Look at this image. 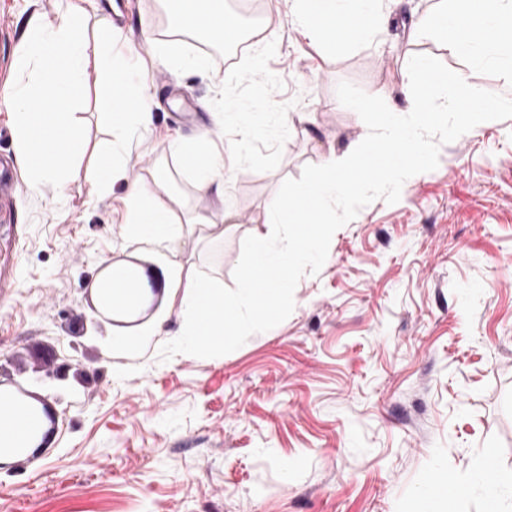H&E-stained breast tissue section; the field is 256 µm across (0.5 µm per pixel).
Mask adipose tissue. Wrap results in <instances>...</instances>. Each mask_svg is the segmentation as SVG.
Masks as SVG:
<instances>
[{
    "label": "adipose tissue",
    "mask_w": 512,
    "mask_h": 512,
    "mask_svg": "<svg viewBox=\"0 0 512 512\" xmlns=\"http://www.w3.org/2000/svg\"><path fill=\"white\" fill-rule=\"evenodd\" d=\"M295 2L296 16L305 34L312 38L335 39L337 23L353 16L359 19L351 29L353 38L375 39L387 29L384 0ZM179 19L189 29L211 34L223 32L224 0H183ZM418 30L451 35L456 51L474 63H495L500 59L501 41L512 39V0H482L478 6L473 0H458L453 10L443 9L422 17ZM447 110V104L429 102L423 87L411 85L405 113L375 108L374 141L378 147L426 159L428 143L422 130L434 114ZM170 149L197 174L199 193L221 191L223 166L219 160L200 163L197 152L180 140L172 141ZM363 155V150L354 148L341 157H330L314 176L286 193L284 198L270 202L266 223L287 226L288 236L279 245L264 235L254 238L251 245L253 271L263 267L282 272L319 260L317 245L336 222L330 202L340 197L347 207H354L362 194L373 186L368 178L353 185L347 180L349 170ZM150 195L147 185L131 183L119 199L129 243L145 245L153 253L162 248L178 249L188 236L185 225L175 222L168 209L153 204ZM157 268L163 281L161 294H154L148 285L135 289L134 301L127 309L133 313L154 304L158 296L180 295L184 328L173 341V349L178 353L209 357L231 347L242 330L246 314L263 315L270 306L281 304L287 292L282 283L273 288L257 287L252 271L246 274L235 301L229 302L212 277L190 274L179 264L161 262ZM46 432L43 410L32 403L14 400L7 413H0V463H11L33 453L44 444Z\"/></svg>",
    "instance_id": "1"
}]
</instances>
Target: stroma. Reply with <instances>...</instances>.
<instances>
[{
	"instance_id": "stroma-1",
	"label": "stroma",
	"mask_w": 512,
	"mask_h": 512,
	"mask_svg": "<svg viewBox=\"0 0 512 512\" xmlns=\"http://www.w3.org/2000/svg\"><path fill=\"white\" fill-rule=\"evenodd\" d=\"M113 2L153 114L123 181L97 192L81 163L60 187L33 186L0 111V157L19 179L0 194V386L33 380L56 412L49 447L0 467V512H410L437 471L463 489L457 512H485L480 461L512 473V111L465 129L436 119L431 163L337 209L324 260L289 269L280 313L249 322L223 356L172 350L176 300L143 350L112 352L106 338L126 327L90 321L88 284L107 261L150 263L115 213L137 180L181 221L232 213L223 238H189L175 259L234 301L253 237L285 233L265 223L269 202L366 146V104L404 108L413 59L429 100L460 112L461 81L493 102L512 97V76L416 34L437 0H387L382 38L333 45L300 34L293 0H259L258 37L223 72L196 42L162 36V0ZM68 3L0 0V92L29 19L57 21ZM100 81L89 67L78 112L93 144L110 137ZM248 109L269 117L242 151ZM173 135L223 159V195L196 191L166 149Z\"/></svg>"
}]
</instances>
